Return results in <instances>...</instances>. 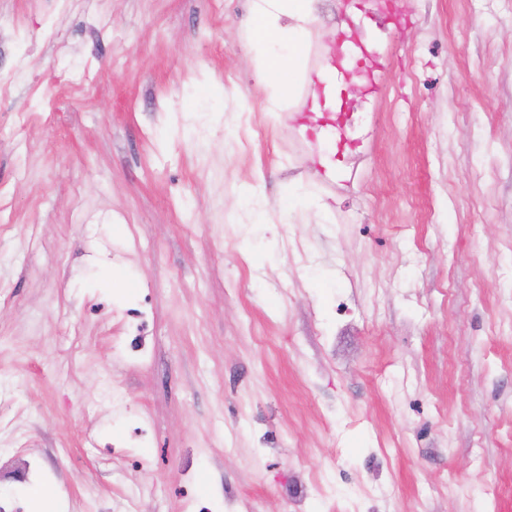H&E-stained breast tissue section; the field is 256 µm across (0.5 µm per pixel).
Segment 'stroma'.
I'll list each match as a JSON object with an SVG mask.
<instances>
[{
    "label": "stroma",
    "instance_id": "35a3bbf8",
    "mask_svg": "<svg viewBox=\"0 0 512 512\" xmlns=\"http://www.w3.org/2000/svg\"><path fill=\"white\" fill-rule=\"evenodd\" d=\"M396 5L335 193L258 66L332 13L0 0V512H512V0Z\"/></svg>",
    "mask_w": 512,
    "mask_h": 512
}]
</instances>
